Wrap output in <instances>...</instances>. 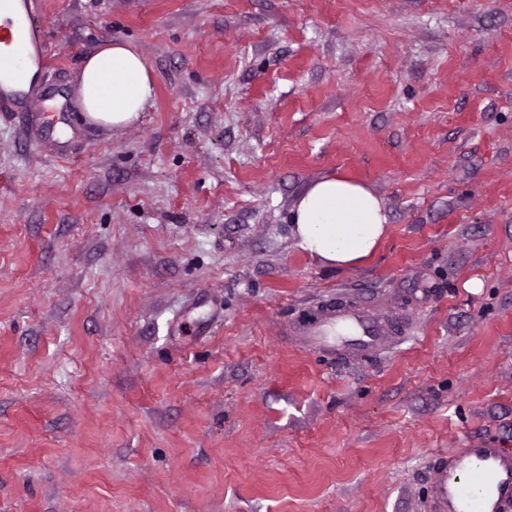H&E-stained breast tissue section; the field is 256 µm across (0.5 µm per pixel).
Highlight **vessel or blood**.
Listing matches in <instances>:
<instances>
[{
    "label": "vessel or blood",
    "mask_w": 512,
    "mask_h": 512,
    "mask_svg": "<svg viewBox=\"0 0 512 512\" xmlns=\"http://www.w3.org/2000/svg\"><path fill=\"white\" fill-rule=\"evenodd\" d=\"M33 0H0V112L39 113L51 98L36 88L32 67L50 64L43 32L32 18ZM308 343L362 357L392 338L387 321L352 308H327L300 328ZM425 512H512V451L481 445L451 448L430 461Z\"/></svg>",
    "instance_id": "1"
}]
</instances>
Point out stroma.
I'll return each instance as SVG.
<instances>
[{"mask_svg":"<svg viewBox=\"0 0 512 512\" xmlns=\"http://www.w3.org/2000/svg\"><path fill=\"white\" fill-rule=\"evenodd\" d=\"M58 93L121 41L156 96L69 154L0 117V512H424L434 452L512 450V0H37ZM389 217L324 267L329 175ZM372 311L392 344L303 346ZM298 247L328 268L359 266L385 237L388 216L361 183L342 175L321 178L292 210ZM298 332L312 345L328 351L342 347L360 358L384 347L392 339L387 321L352 308L322 309Z\"/></svg>","mask_w":512,"mask_h":512,"instance_id":"obj_1","label":"stroma"}]
</instances>
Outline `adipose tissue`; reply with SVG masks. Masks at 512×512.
Wrapping results in <instances>:
<instances>
[{"instance_id": "ef3b65f1", "label": "adipose tissue", "mask_w": 512, "mask_h": 512, "mask_svg": "<svg viewBox=\"0 0 512 512\" xmlns=\"http://www.w3.org/2000/svg\"><path fill=\"white\" fill-rule=\"evenodd\" d=\"M154 95L155 82L145 60L124 44H106L82 64L79 101L94 122L130 125ZM292 223L301 250L326 267L348 269L376 252L388 216L364 185L332 175L310 184L298 198Z\"/></svg>"}]
</instances>
